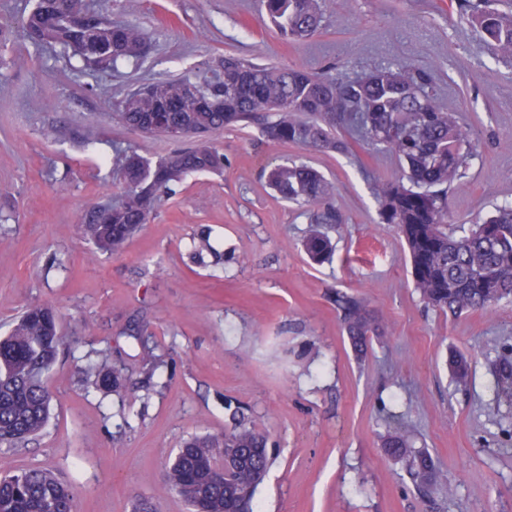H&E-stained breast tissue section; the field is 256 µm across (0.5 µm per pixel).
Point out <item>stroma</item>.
I'll return each instance as SVG.
<instances>
[{
  "label": "stroma",
  "mask_w": 512,
  "mask_h": 512,
  "mask_svg": "<svg viewBox=\"0 0 512 512\" xmlns=\"http://www.w3.org/2000/svg\"><path fill=\"white\" fill-rule=\"evenodd\" d=\"M135 24L148 50L116 71L94 70L58 46L31 44L35 0H0V336L26 305L55 306L63 335L48 374L51 419L20 447L0 445V473L31 467L66 480L78 512H188L166 475L184 440L231 430L228 408L248 407L267 433L271 464L258 512H512V404L494 396L496 367L512 363V302L451 319L416 292L409 254L382 223L376 177L394 156L267 141L227 129L213 144L216 174L165 193L125 253L99 252L77 224L125 185L116 151L156 158L173 141L123 125L119 104L139 82L203 78L215 60L334 68L356 76L420 68L441 103L472 129L475 157L448 196L454 223L512 203V64L493 59L450 0H324L320 30L292 45L262 0H93ZM303 160L336 184V246L312 264L301 248L316 208L281 199L271 168ZM208 230L222 253L190 252ZM365 298L383 327L357 357L333 297ZM464 355L466 384L449 360ZM123 364L121 386L86 381L89 365ZM406 433L444 484L414 479L384 448Z\"/></svg>",
  "instance_id": "1"
}]
</instances>
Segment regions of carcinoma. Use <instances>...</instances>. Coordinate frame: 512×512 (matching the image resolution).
<instances>
[{
	"mask_svg": "<svg viewBox=\"0 0 512 512\" xmlns=\"http://www.w3.org/2000/svg\"><path fill=\"white\" fill-rule=\"evenodd\" d=\"M280 36L290 42L312 37L323 20L322 0H265ZM459 17L479 33L498 60H512V12L492 0H459ZM82 0H37L25 21L36 45L71 48L90 68H114L140 59L144 39L133 24H112L99 13L79 26L71 18ZM89 42L112 44V55L90 59ZM186 78L144 83L120 104L128 126L154 136L169 127L189 132L194 145L153 160L119 153L125 190L114 203L97 205L82 215L80 234L103 253L117 255L147 224L160 192L192 173L224 169V154L211 137L230 126L259 128L268 140L320 151L346 152L341 129L391 153L400 165L396 178L373 183L382 222L397 225L406 242L414 288L429 305L450 315L488 310L512 300V204L478 220L456 236L447 231L449 192L454 190L473 157L470 132L460 113L444 106L431 77L420 70L380 68L354 77L313 74L302 67L281 68L235 56L220 59L198 83L199 97H186ZM271 188L284 200L323 208L322 220H337L332 203L336 185L305 163H286L268 174ZM311 261L323 264L333 256L330 238L314 231L303 241ZM336 310L354 350L362 354L379 326L364 301L336 293ZM63 336L54 307L30 304L0 338V444L17 446L43 429L50 418L45 375ZM450 369L457 384L469 377L467 359L453 357ZM95 385L117 386L118 372L106 363L92 367ZM497 396L512 402V365L497 367ZM235 425L222 434L185 442L168 472L172 490L195 512H254L259 483L256 471L267 470L268 435L247 424L244 413L232 415ZM233 448H252L249 463L223 483L215 462ZM386 451L409 462L411 474L437 481L429 454L413 448L402 433L388 437ZM0 512H76L69 486L53 473L28 468L0 476Z\"/></svg>",
	"mask_w": 512,
	"mask_h": 512,
	"instance_id": "obj_1",
	"label": "carcinoma"
}]
</instances>
